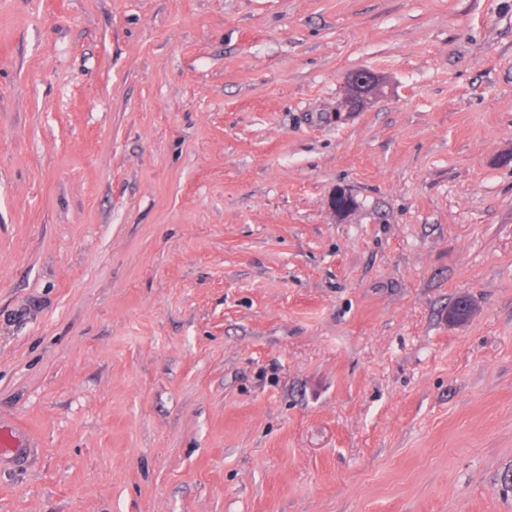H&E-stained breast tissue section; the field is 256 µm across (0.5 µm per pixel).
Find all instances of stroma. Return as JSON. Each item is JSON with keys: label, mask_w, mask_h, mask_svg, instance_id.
<instances>
[{"label": "stroma", "mask_w": 512, "mask_h": 512, "mask_svg": "<svg viewBox=\"0 0 512 512\" xmlns=\"http://www.w3.org/2000/svg\"><path fill=\"white\" fill-rule=\"evenodd\" d=\"M0 432V512H512V0H0ZM384 77L366 71L351 74L345 81V104L348 108L364 107L382 93Z\"/></svg>", "instance_id": "stroma-1"}]
</instances>
